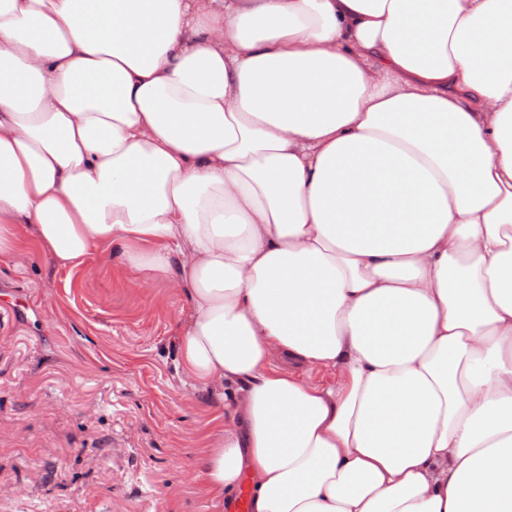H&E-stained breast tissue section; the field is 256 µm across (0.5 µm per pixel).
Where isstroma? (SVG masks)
<instances>
[{"instance_id": "obj_1", "label": "stroma", "mask_w": 512, "mask_h": 512, "mask_svg": "<svg viewBox=\"0 0 512 512\" xmlns=\"http://www.w3.org/2000/svg\"><path fill=\"white\" fill-rule=\"evenodd\" d=\"M0 262V512H208L212 415L177 381L187 305L120 262Z\"/></svg>"}]
</instances>
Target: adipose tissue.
<instances>
[{
	"instance_id": "adipose-tissue-1",
	"label": "adipose tissue",
	"mask_w": 512,
	"mask_h": 512,
	"mask_svg": "<svg viewBox=\"0 0 512 512\" xmlns=\"http://www.w3.org/2000/svg\"><path fill=\"white\" fill-rule=\"evenodd\" d=\"M25 237L186 301L207 495L512 512V0H0Z\"/></svg>"
}]
</instances>
